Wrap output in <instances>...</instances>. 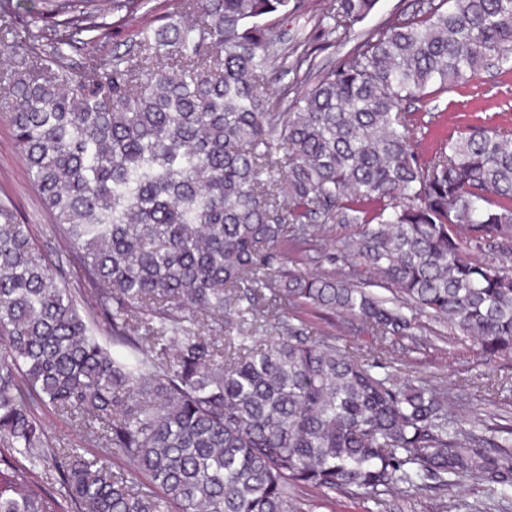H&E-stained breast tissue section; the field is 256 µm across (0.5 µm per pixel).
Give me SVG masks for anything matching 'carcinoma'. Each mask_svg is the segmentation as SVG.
<instances>
[{
    "label": "carcinoma",
    "instance_id": "cac0c4a2",
    "mask_svg": "<svg viewBox=\"0 0 512 512\" xmlns=\"http://www.w3.org/2000/svg\"><path fill=\"white\" fill-rule=\"evenodd\" d=\"M52 2L0 17L16 53L3 92L75 275L0 203V512L512 490L511 440L449 425L447 390L373 371L423 315L512 356V131L462 128L424 159L406 111L512 72V0H422L314 81L307 50L278 56L271 23L302 0H181L182 25L82 72L75 36L92 45L147 0ZM376 2L336 0L321 35ZM303 67L294 96H268ZM331 224L357 226L338 252L374 281L291 267ZM290 307L357 319L373 362L291 326ZM234 315L267 334L224 332ZM45 411L79 440L49 436Z\"/></svg>",
    "mask_w": 512,
    "mask_h": 512
}]
</instances>
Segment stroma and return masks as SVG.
I'll use <instances>...</instances> for the list:
<instances>
[{"instance_id": "stroma-1", "label": "stroma", "mask_w": 512, "mask_h": 512, "mask_svg": "<svg viewBox=\"0 0 512 512\" xmlns=\"http://www.w3.org/2000/svg\"><path fill=\"white\" fill-rule=\"evenodd\" d=\"M416 0H377L374 9L356 23L345 39L322 43L314 38L316 24L329 6V0H305L306 16L280 21L276 29L283 48L308 42L315 65L320 71L344 62L353 48L370 32L384 26L400 14L410 12ZM178 0H150L135 15L119 24L102 29L91 46L71 50L70 62L83 69L93 59L112 52H125L139 32L177 21ZM409 110L413 137L422 147L456 128L468 125L500 126L512 129V74H484L467 86L449 89L439 97L411 103ZM0 201L12 204L21 222L29 224L39 245H46L50 222L30 182L16 149L12 127L0 111ZM349 224L331 225L321 245L304 256L298 267L308 273L334 271L347 275L351 267L344 262L329 263L326 253L336 251L342 239L352 236ZM290 324L317 333L335 335L341 345H365L369 338L360 332L357 321L333 316L309 308L290 311ZM392 371L402 378L419 379L448 389V418L482 435L508 427L512 429V357H489L448 323L421 318L417 338L395 346L390 360ZM305 512H512V491L488 496L485 489L466 482L449 491L446 498L424 490L378 505L372 499H353L341 494L308 492Z\"/></svg>"}]
</instances>
